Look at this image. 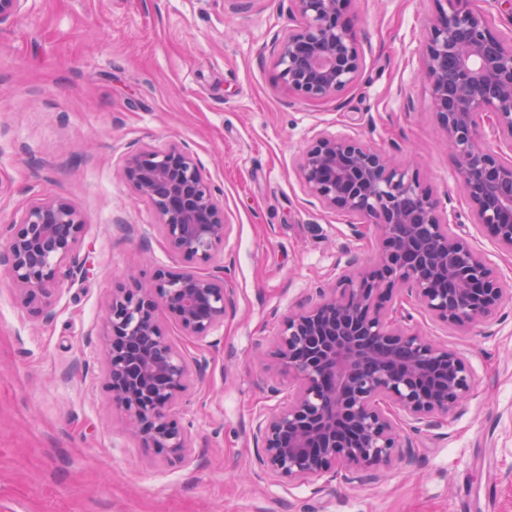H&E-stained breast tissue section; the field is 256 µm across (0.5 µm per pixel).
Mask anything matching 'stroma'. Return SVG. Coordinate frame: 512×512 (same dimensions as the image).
<instances>
[{"label": "stroma", "instance_id": "obj_1", "mask_svg": "<svg viewBox=\"0 0 512 512\" xmlns=\"http://www.w3.org/2000/svg\"><path fill=\"white\" fill-rule=\"evenodd\" d=\"M436 0H356L359 81L328 101L289 95L272 55L288 26L277 0H27L0 27V225L36 198L83 216L86 275L33 314L0 273V512H512V299L459 330L406 305V327L457 349L472 396L432 425L403 424L412 458L376 482L286 484L257 470L253 420L277 406L257 363L290 307L355 261L374 267V226L313 204L296 174L320 132L347 135L410 167L456 233L512 289V253L471 226L421 64ZM182 142L221 190L231 226L224 279L234 309L216 342L162 326L192 376L174 412L187 463L142 447L112 403L98 336L125 275L188 268L151 204L121 174L127 147ZM135 228L123 232V225Z\"/></svg>", "mask_w": 512, "mask_h": 512}]
</instances>
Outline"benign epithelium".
<instances>
[{"instance_id": "7a95c632", "label": "benign epithelium", "mask_w": 512, "mask_h": 512, "mask_svg": "<svg viewBox=\"0 0 512 512\" xmlns=\"http://www.w3.org/2000/svg\"><path fill=\"white\" fill-rule=\"evenodd\" d=\"M25 0H0V26ZM298 24L274 40L288 93L328 100L354 86L362 59L346 18L355 0H286ZM422 62L433 108L448 134L472 223L512 252V160L485 146L484 127L512 142V36L495 30L476 0H437ZM322 207L353 214L382 232L377 267L346 265L335 280L288 312L268 356L288 379V398L256 418L255 461L288 484L324 475L346 484L378 479L398 456L400 419L432 424L467 400L475 376L459 352L403 326L415 299L433 320L465 328L491 319L505 289L496 265L451 234L416 174L369 143L319 134L297 168ZM122 175L149 200L169 248L198 265L158 269L148 282L112 291L99 329L113 402L143 445L171 464L188 460L191 439L172 409L187 390L190 368L161 326L168 314L189 336L209 342L232 304L217 262L228 224L220 190L184 144L132 145ZM84 221L69 203L39 198L10 224L0 271L36 314L52 309L64 280L83 272Z\"/></svg>"}]
</instances>
